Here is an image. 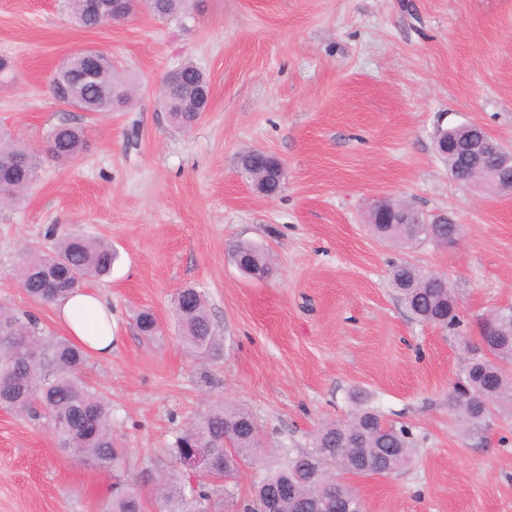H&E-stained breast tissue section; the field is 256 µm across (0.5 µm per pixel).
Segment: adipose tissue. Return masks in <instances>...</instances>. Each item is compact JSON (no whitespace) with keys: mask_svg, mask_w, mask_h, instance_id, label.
<instances>
[{"mask_svg":"<svg viewBox=\"0 0 512 512\" xmlns=\"http://www.w3.org/2000/svg\"><path fill=\"white\" fill-rule=\"evenodd\" d=\"M57 322L70 340L86 352L107 357L112 353V305L98 291L84 289L53 305Z\"/></svg>","mask_w":512,"mask_h":512,"instance_id":"ef3b65f1","label":"adipose tissue"}]
</instances>
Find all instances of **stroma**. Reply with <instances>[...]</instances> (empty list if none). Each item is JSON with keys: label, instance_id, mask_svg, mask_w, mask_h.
<instances>
[{"label": "stroma", "instance_id": "1", "mask_svg": "<svg viewBox=\"0 0 512 512\" xmlns=\"http://www.w3.org/2000/svg\"><path fill=\"white\" fill-rule=\"evenodd\" d=\"M65 0H0V129L31 146L66 122L86 132L74 160L43 159L20 202L0 206V309L63 328L14 271L26 250H51L50 229L112 243V354L89 356L87 381L112 407L123 477L158 512L164 476L194 479L174 458L190 421L224 405L246 410L259 446L231 485L210 482L207 512H238L288 451L347 418L355 393L415 448L389 476L343 475L366 512H512V406L463 423L448 407L462 340L479 316L512 307V192L465 188L436 153L437 128L483 126L512 149V0H187L87 29ZM87 47L111 55L136 92L94 114L59 103V63ZM193 62L210 105L180 131L159 100L163 77ZM260 149L285 168L267 197L238 175ZM450 215L460 243L399 249L367 219L378 200ZM273 258L244 279L228 248ZM447 279L464 321L454 332L417 321L390 286L394 261ZM204 294L224 351L190 357L172 313L177 289ZM162 332L142 336L140 311ZM111 471L61 450L48 420L0 408V512H103Z\"/></svg>", "mask_w": 512, "mask_h": 512}]
</instances>
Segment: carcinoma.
I'll use <instances>...</instances> for the list:
<instances>
[{
    "instance_id": "1",
    "label": "carcinoma",
    "mask_w": 512,
    "mask_h": 512,
    "mask_svg": "<svg viewBox=\"0 0 512 512\" xmlns=\"http://www.w3.org/2000/svg\"><path fill=\"white\" fill-rule=\"evenodd\" d=\"M146 6L159 19L173 17L184 0H125L124 15ZM69 17L77 24L94 28L100 16L90 12L86 0H68ZM98 79L79 86L76 106L86 112L120 110L129 102L133 86L118 77L112 57L102 53L95 61ZM182 79L163 82L161 103L176 128H189L203 111L201 93L208 89L204 73L193 63L180 67ZM85 147V132L68 124L57 125L47 134L41 151L58 162L77 157ZM20 158L25 169L1 170L0 191L10 201L18 199L36 178L39 153L29 150L7 132L0 133V158ZM451 177L464 184L465 159L457 152L441 156ZM369 225L374 237L397 245L426 241L440 245L459 234L456 224ZM240 272L252 278L270 275L269 256L251 243L230 248ZM117 259L112 244L80 233H65L49 252L28 255L19 265L27 294L43 304L80 289L89 278L111 272ZM390 284L400 302L417 319L457 330L460 315L452 312L455 296L441 276L422 271L406 261L393 264ZM179 339L188 352L217 358L223 338L214 332L206 298L198 289L186 287L174 299ZM139 331L152 338L160 326L149 310L137 315ZM478 346L463 342L466 357L448 394V406L458 418L479 424L494 404L512 403V312L483 317L478 323ZM87 354L66 338L50 341L42 336L32 316L20 318L0 309V406L28 413L34 405L44 410L60 447L115 471L123 451L112 437V412L104 399L84 379ZM257 425L252 417L235 408L221 406L198 417L176 440L174 454L181 460L190 448L213 455L218 466L212 478L230 477L237 465L258 447ZM412 437L406 426L385 421L376 409L363 406L345 421L327 423L318 430L311 448L288 454L284 463L268 473L256 486V500L279 496V512H330L326 495L339 494L354 509L359 498L336 478V471L367 475L398 471L411 462ZM163 512H188L183 488L174 478L155 486ZM105 512H143L141 493L116 482Z\"/></svg>"
}]
</instances>
